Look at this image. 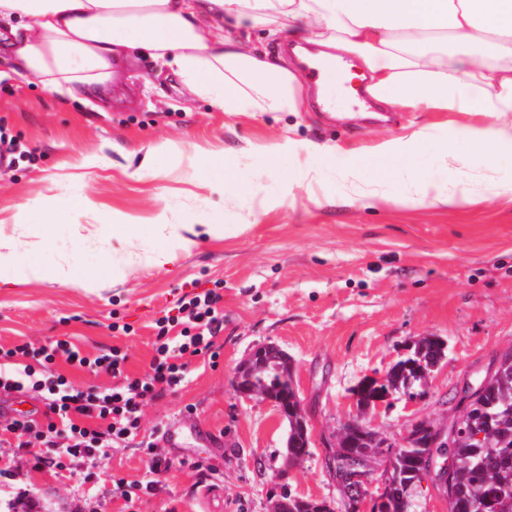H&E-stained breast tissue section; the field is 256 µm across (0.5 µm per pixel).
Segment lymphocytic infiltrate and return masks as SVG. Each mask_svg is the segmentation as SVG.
<instances>
[{
  "label": "lymphocytic infiltrate",
  "mask_w": 512,
  "mask_h": 512,
  "mask_svg": "<svg viewBox=\"0 0 512 512\" xmlns=\"http://www.w3.org/2000/svg\"><path fill=\"white\" fill-rule=\"evenodd\" d=\"M222 283L202 292L182 294L176 314L156 318L149 368L129 375L127 350L119 346L91 355L69 340L34 346L22 342L0 346V390L40 396V418L16 421L0 429V447L30 456L34 467L48 470L98 467L113 449L130 443L146 448L150 460L143 480L114 481L111 495L133 505L137 491L150 490L155 477L169 469L170 459L154 442L141 439L143 408L162 393L185 382L193 358L212 353L224 330ZM93 375L115 377L110 387L76 384L57 370L58 362Z\"/></svg>",
  "instance_id": "f902f5d3"
}]
</instances>
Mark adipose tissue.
Masks as SVG:
<instances>
[{"mask_svg": "<svg viewBox=\"0 0 512 512\" xmlns=\"http://www.w3.org/2000/svg\"><path fill=\"white\" fill-rule=\"evenodd\" d=\"M205 14L235 35H206ZM275 17L289 38L357 56L377 100L483 116L452 128L455 146L441 155L453 176L467 167L458 143L490 158L512 153V0H0L17 81L103 98L125 62L145 54L228 113L298 112L306 102L294 69L245 47L243 33Z\"/></svg>", "mask_w": 512, "mask_h": 512, "instance_id": "obj_1", "label": "adipose tissue"}]
</instances>
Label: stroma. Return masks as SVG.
I'll list each match as a JSON object with an SVG mask.
<instances>
[{"instance_id":"35a3bbf8","label":"stroma","mask_w":512,"mask_h":512,"mask_svg":"<svg viewBox=\"0 0 512 512\" xmlns=\"http://www.w3.org/2000/svg\"><path fill=\"white\" fill-rule=\"evenodd\" d=\"M0 52V126L25 150L0 170V253L35 255L64 279L0 283V345L67 339L89 352L127 348V371L147 370L155 318L181 292L223 282L224 331L215 361L194 358L180 389L144 408L145 433L175 415L203 430L167 449L172 468L133 508L110 497L113 480L141 479L145 449L113 451L82 487L23 468L28 501L47 495L79 512L86 497L104 512H273L282 493L340 507L325 459L338 429L362 418L391 439L412 422L449 425L465 389L512 350V195L457 207L405 202V170L447 188L438 151L463 115L390 109L387 120L332 124L320 110L221 111L189 94L147 56L131 58L126 99L76 100L9 78ZM430 127L432 143L391 161L378 182L381 144ZM380 183L385 200L351 192ZM75 198L55 224L38 209ZM115 224L135 237L113 236ZM208 224L228 234L205 233ZM166 257L154 263L155 254ZM130 326L129 334L113 324ZM435 336L445 357L421 395H393L359 413L354 388L385 379L412 344ZM274 345L294 361L311 428L309 455L285 460L288 426L275 403L246 397L234 371Z\"/></svg>"}]
</instances>
